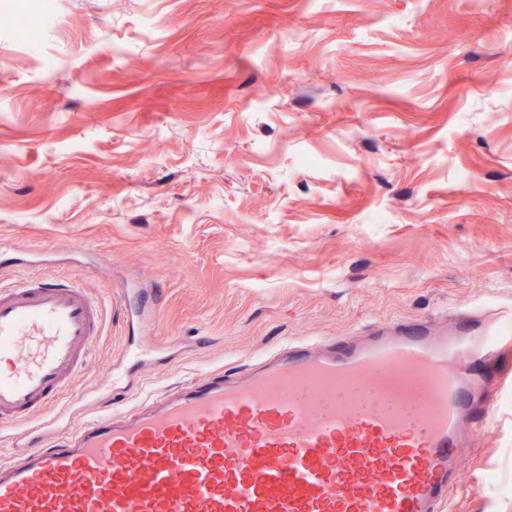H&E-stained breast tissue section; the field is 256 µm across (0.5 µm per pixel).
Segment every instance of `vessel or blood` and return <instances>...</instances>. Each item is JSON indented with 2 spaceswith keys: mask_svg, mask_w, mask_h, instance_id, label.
Instances as JSON below:
<instances>
[{
  "mask_svg": "<svg viewBox=\"0 0 512 512\" xmlns=\"http://www.w3.org/2000/svg\"><path fill=\"white\" fill-rule=\"evenodd\" d=\"M101 324L76 283L0 287V421L72 388ZM511 344L467 315L438 334L411 322L291 341L1 462L0 512H444L498 408L473 367Z\"/></svg>",
  "mask_w": 512,
  "mask_h": 512,
  "instance_id": "obj_1",
  "label": "vessel or blood"
}]
</instances>
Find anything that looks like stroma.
Masks as SVG:
<instances>
[{
    "instance_id": "1",
    "label": "stroma",
    "mask_w": 512,
    "mask_h": 512,
    "mask_svg": "<svg viewBox=\"0 0 512 512\" xmlns=\"http://www.w3.org/2000/svg\"><path fill=\"white\" fill-rule=\"evenodd\" d=\"M42 2L31 44L0 0V286L103 302L85 415L289 340L512 325V0ZM49 421L0 424V461ZM454 512H512V396Z\"/></svg>"
}]
</instances>
